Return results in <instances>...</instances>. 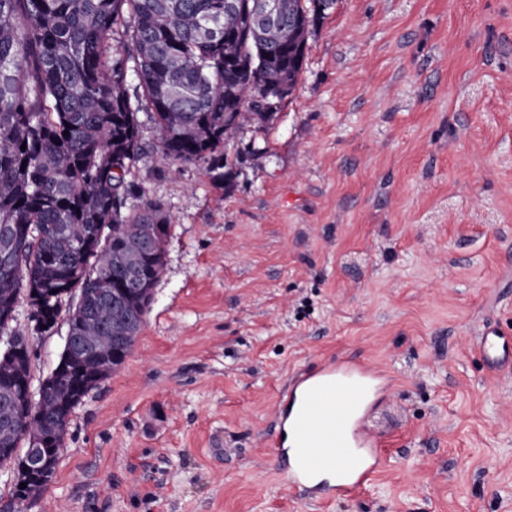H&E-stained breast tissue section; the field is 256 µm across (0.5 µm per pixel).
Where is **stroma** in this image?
<instances>
[{"instance_id": "stroma-1", "label": "stroma", "mask_w": 512, "mask_h": 512, "mask_svg": "<svg viewBox=\"0 0 512 512\" xmlns=\"http://www.w3.org/2000/svg\"><path fill=\"white\" fill-rule=\"evenodd\" d=\"M220 161L143 155L165 265L124 363L74 409L25 512H512V0H337L295 91ZM33 387L67 312L35 329ZM342 355L394 384L368 416L384 468L334 502L289 490L267 439L293 373ZM478 348L486 365L512 373V336L498 325L484 323L478 331Z\"/></svg>"}]
</instances>
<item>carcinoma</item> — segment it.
Listing matches in <instances>:
<instances>
[{"label": "carcinoma", "instance_id": "cac0c4a2", "mask_svg": "<svg viewBox=\"0 0 512 512\" xmlns=\"http://www.w3.org/2000/svg\"><path fill=\"white\" fill-rule=\"evenodd\" d=\"M335 6L279 0L283 19L267 23L249 7L224 14V0H0V331L23 295L52 327L77 289L68 331L97 355L30 413L18 385L30 358L1 363L0 448L36 439L60 456L68 393L97 362L120 367L141 332L149 305L114 306L120 265L160 276L140 239L164 244L169 218L158 198L125 212L146 149L138 114L152 115L168 161L206 163L223 183L215 154L240 126L272 119V95L292 94ZM50 482L14 498L35 500Z\"/></svg>", "mask_w": 512, "mask_h": 512}]
</instances>
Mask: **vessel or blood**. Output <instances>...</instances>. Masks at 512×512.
Returning <instances> with one entry per match:
<instances>
[{
	"instance_id": "1",
	"label": "vessel or blood",
	"mask_w": 512,
	"mask_h": 512,
	"mask_svg": "<svg viewBox=\"0 0 512 512\" xmlns=\"http://www.w3.org/2000/svg\"><path fill=\"white\" fill-rule=\"evenodd\" d=\"M478 348L486 365L512 373V334L483 324ZM390 377L353 357L299 372L277 404L271 453L287 461L289 488L303 495L342 498L366 485L384 455L366 417Z\"/></svg>"
}]
</instances>
